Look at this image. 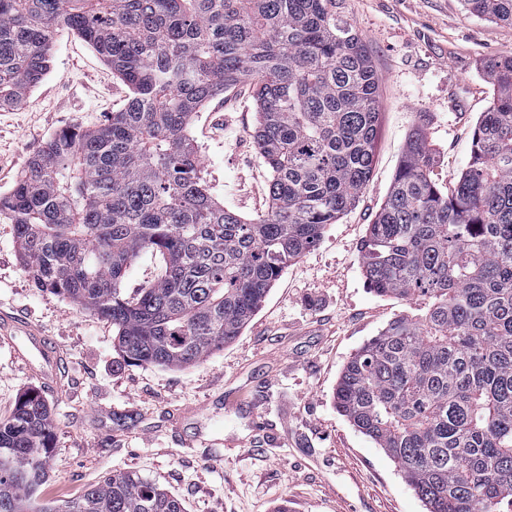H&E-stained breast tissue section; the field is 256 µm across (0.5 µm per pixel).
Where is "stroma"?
I'll use <instances>...</instances> for the list:
<instances>
[{"instance_id": "stroma-1", "label": "stroma", "mask_w": 512, "mask_h": 512, "mask_svg": "<svg viewBox=\"0 0 512 512\" xmlns=\"http://www.w3.org/2000/svg\"><path fill=\"white\" fill-rule=\"evenodd\" d=\"M362 36L380 83L371 180L355 207L284 271L238 338L185 368L130 366L109 321L35 287L13 224L0 219V311L40 327L61 355L59 387L32 376L0 337V419L39 390L56 436L43 502L76 498L105 477L134 471L156 481L184 512H427L390 458L336 408L351 356L393 318L424 313L421 300L373 293L361 247L392 184L412 130L451 184L466 167L474 127L493 99L481 60L512 53V26L469 14L461 0H334ZM128 88L76 33L61 31L43 81L0 109V195L58 131L98 128ZM257 114L245 88L196 113L189 136L203 176L225 207L252 217L268 205V170L253 139ZM222 437L224 459L182 449L173 427Z\"/></svg>"}]
</instances>
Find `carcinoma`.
<instances>
[{
	"mask_svg": "<svg viewBox=\"0 0 512 512\" xmlns=\"http://www.w3.org/2000/svg\"><path fill=\"white\" fill-rule=\"evenodd\" d=\"M332 0H0V106L49 70L57 34L83 38L129 88L99 128L54 134L0 195L38 288L110 321L123 361L182 368L241 335L288 265L358 202L374 164L380 86ZM512 25V0H463ZM480 69L493 100L452 188L409 134L368 225L370 289L426 297L346 363L336 407L397 465L428 512H512V55ZM248 83L268 207L224 208L187 136L207 101ZM143 252L159 276L131 295ZM55 448L38 391L0 419V512H183L128 471L61 505L35 494Z\"/></svg>",
	"mask_w": 512,
	"mask_h": 512,
	"instance_id": "1",
	"label": "carcinoma"
}]
</instances>
